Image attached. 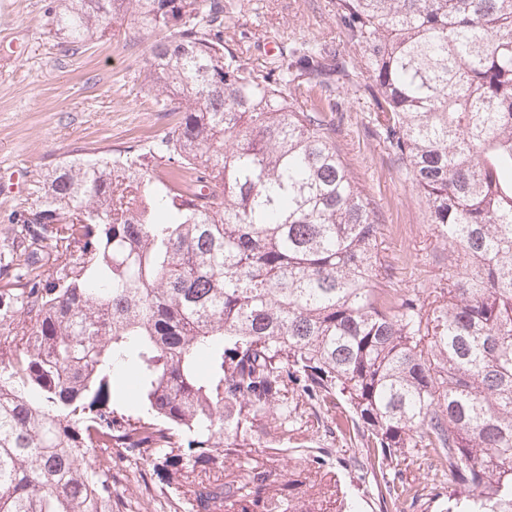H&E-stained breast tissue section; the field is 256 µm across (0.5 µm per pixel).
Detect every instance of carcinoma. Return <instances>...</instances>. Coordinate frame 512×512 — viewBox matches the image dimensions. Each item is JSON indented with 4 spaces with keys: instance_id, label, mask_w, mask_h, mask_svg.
I'll list each match as a JSON object with an SVG mask.
<instances>
[{
    "instance_id": "carcinoma-1",
    "label": "carcinoma",
    "mask_w": 512,
    "mask_h": 512,
    "mask_svg": "<svg viewBox=\"0 0 512 512\" xmlns=\"http://www.w3.org/2000/svg\"><path fill=\"white\" fill-rule=\"evenodd\" d=\"M337 6L447 246L435 299L383 285L377 204L336 149V52L258 69L225 46L224 0H61L63 46L127 16L161 35L143 82L182 118L143 152L56 166L11 214L0 512H112L98 448L148 458L194 512H356L320 457L253 454L290 383L345 403L382 512L438 477L444 512H512V0Z\"/></svg>"
}]
</instances>
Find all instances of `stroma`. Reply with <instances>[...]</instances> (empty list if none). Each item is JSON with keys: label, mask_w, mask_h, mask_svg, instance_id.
<instances>
[{"label": "stroma", "mask_w": 512, "mask_h": 512, "mask_svg": "<svg viewBox=\"0 0 512 512\" xmlns=\"http://www.w3.org/2000/svg\"><path fill=\"white\" fill-rule=\"evenodd\" d=\"M58 0H0V255L12 247V211L31 206L48 169L66 158L115 156L139 149L174 126L177 112H159L142 84L153 33L120 35L62 51L48 20ZM224 39L249 66H265L284 44L315 41L354 67L360 85L370 74L361 48L350 42L336 0H224ZM336 146L348 169L379 204L385 229L386 275L397 289L438 287L445 249L427 218L424 196L382 141L367 94L336 91ZM353 423L342 406L299 404L261 447L300 460L317 455L353 491L358 512H380L376 479L354 461ZM96 460L112 468L113 512H191L188 499L161 489L152 468L137 458Z\"/></svg>", "instance_id": "obj_1"}]
</instances>
